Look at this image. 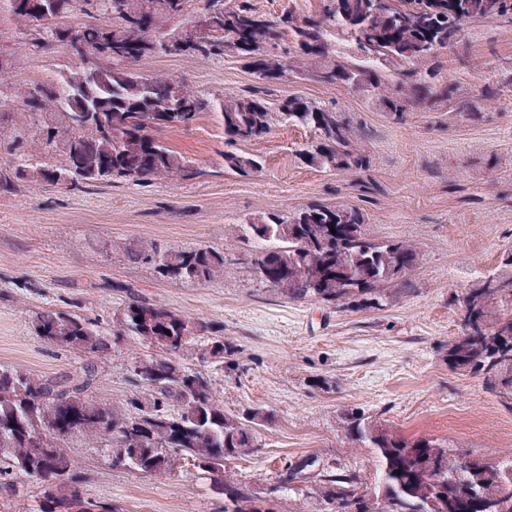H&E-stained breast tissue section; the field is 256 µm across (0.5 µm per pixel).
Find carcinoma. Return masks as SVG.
<instances>
[{"instance_id":"carcinoma-1","label":"carcinoma","mask_w":512,"mask_h":512,"mask_svg":"<svg viewBox=\"0 0 512 512\" xmlns=\"http://www.w3.org/2000/svg\"><path fill=\"white\" fill-rule=\"evenodd\" d=\"M5 2L21 24L24 46L67 48L81 65L48 86L17 88L11 76L19 50L0 51V136L9 129L12 143L23 149L17 162L0 166V192L16 191L22 182L57 185L63 173L87 184L192 178L198 174L193 161L158 134L203 112L222 121L231 145L256 141L278 126L310 127L316 137L299 153L303 164L362 176L372 157L351 122L316 101L281 97L275 85L299 79L335 86L365 97L397 124L411 112H431L447 127L463 117L483 120L500 86L512 85V69L502 72L500 84L479 89L442 76V51L463 45L482 20L512 19V0H317L310 15L290 7L274 17L257 13L249 0H157L146 18L138 0H58L59 10L45 19L24 8V0ZM71 15L91 22H63ZM202 15L211 32L199 38L193 24ZM152 30L181 43L175 55L202 61L233 55L264 84L218 97L167 75L146 78L131 64L161 54L148 41ZM335 39L350 42L355 52L337 54ZM282 45L286 55L271 53ZM183 100L192 111H179ZM85 103L94 111H81ZM224 165L244 176L263 169L256 158L236 152L224 154ZM242 230L254 266L277 278L278 292L290 300L332 306L371 300L379 306L384 288L405 284L421 264L413 244L372 235L359 208L310 203L250 219ZM125 254L153 263L167 279L191 283L223 275L227 262L225 253L208 248ZM497 277L464 296L467 323L448 341V367L481 376L484 387L512 408V254ZM115 317L120 334L156 350L130 363V379L144 397L129 399L125 410L93 400L88 391L112 349L100 323L39 309L37 335L79 352L84 364L79 373L57 378L0 367V477L19 472L41 487L39 512H118L82 496L81 463L67 451L68 438L79 433L112 448L114 469L157 474L188 456L221 488L224 512H264L258 493L224 470V461L254 451L250 425L264 413L224 410L211 378L185 364L190 351L203 363H219L235 356L236 346L219 325L135 292ZM343 431L371 449L378 482L374 493L359 494L351 477L321 475L328 512H462L466 500L472 512H512V460L473 458L353 413L345 415ZM307 461L286 466L274 491L288 489Z\"/></svg>"}]
</instances>
